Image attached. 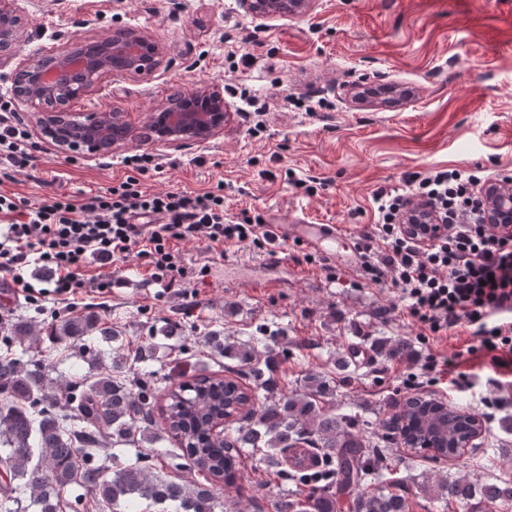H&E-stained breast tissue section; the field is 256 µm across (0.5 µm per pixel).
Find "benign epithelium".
I'll use <instances>...</instances> for the list:
<instances>
[{
  "label": "benign epithelium",
  "mask_w": 512,
  "mask_h": 512,
  "mask_svg": "<svg viewBox=\"0 0 512 512\" xmlns=\"http://www.w3.org/2000/svg\"><path fill=\"white\" fill-rule=\"evenodd\" d=\"M255 18L273 15L299 17L315 0H242ZM27 0H0V65L14 56V49L31 39L27 29ZM166 46L153 35L125 26L103 39L77 43L70 39L51 55L38 51L11 72L15 101L26 112L38 115L43 133L58 151H84L90 156H110L130 142L141 139L158 145L203 144L224 127V90L201 86L168 97L150 113L144 130L134 129L123 112L76 113L70 101L92 91L107 78L150 77L161 67ZM485 221L512 224V182L493 181L482 189ZM417 235L438 223L437 216L420 208L406 217ZM470 432L443 446L456 448L481 437L483 422L465 411Z\"/></svg>",
  "instance_id": "benign-epithelium-1"
}]
</instances>
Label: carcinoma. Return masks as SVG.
I'll use <instances>...</instances> for the list:
<instances>
[{
  "label": "carcinoma",
  "instance_id": "carcinoma-1",
  "mask_svg": "<svg viewBox=\"0 0 512 512\" xmlns=\"http://www.w3.org/2000/svg\"><path fill=\"white\" fill-rule=\"evenodd\" d=\"M0 468L9 481L0 488V512H139L141 503L172 505L174 512H224L214 482L237 480L243 454L260 460L295 486L271 502L273 512H336V493L362 487L355 512H409L395 459L349 430V417L323 407L331 394L326 376L308 373L300 387L286 391L260 367V352L287 356L284 337L262 329L244 341L212 333L204 343L214 355L238 361L250 383L201 375L193 383L145 369L155 337L142 336L132 347L100 316L77 310L43 336L25 319L0 325ZM28 339L96 364L90 340L112 344L111 365L76 379L52 375V369L28 355ZM412 345L386 340L378 354L407 358ZM217 399L231 404L224 419V440L211 438L208 407ZM162 422H157L154 410ZM176 449H157L163 441ZM307 446L319 466L303 467L298 449ZM165 454L173 466L189 458L200 480L186 482L153 469ZM450 500L475 496L488 502H512V478L475 485L464 477L438 483Z\"/></svg>",
  "mask_w": 512,
  "mask_h": 512
}]
</instances>
